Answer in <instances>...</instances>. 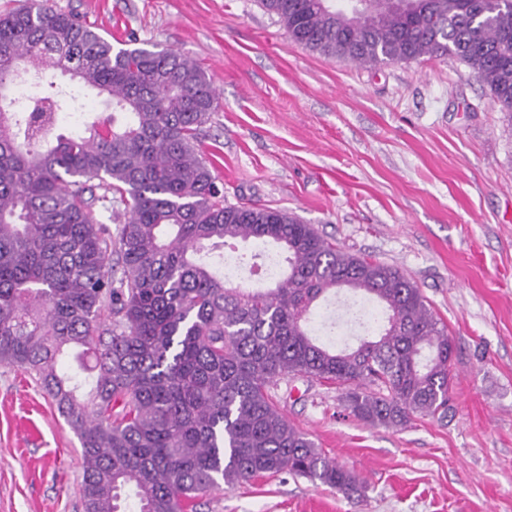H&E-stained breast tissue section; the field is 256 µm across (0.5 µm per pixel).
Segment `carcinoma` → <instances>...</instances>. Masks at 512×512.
Returning a JSON list of instances; mask_svg holds the SVG:
<instances>
[{"label":"carcinoma","mask_w":512,"mask_h":512,"mask_svg":"<svg viewBox=\"0 0 512 512\" xmlns=\"http://www.w3.org/2000/svg\"><path fill=\"white\" fill-rule=\"evenodd\" d=\"M259 2L324 56L452 55L512 118V0H366L362 15L335 0ZM59 73L106 96L112 117L53 135ZM25 81L32 102L7 97ZM218 104L193 59L116 48L52 0L0 16V365L34 374L80 440L83 512H126L125 495L135 512H196L222 484L281 473L361 492L281 414L270 388L284 377L343 387L371 425L448 411L455 345L415 282L285 211L224 203L196 148ZM112 201L127 214L115 233L96 211ZM250 240L286 253L267 288L229 286L215 269L224 245ZM344 288L385 317L336 350L308 322ZM70 354L84 378L59 372Z\"/></svg>","instance_id":"1"}]
</instances>
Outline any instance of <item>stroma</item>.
<instances>
[{
  "label": "stroma",
  "mask_w": 512,
  "mask_h": 512,
  "mask_svg": "<svg viewBox=\"0 0 512 512\" xmlns=\"http://www.w3.org/2000/svg\"><path fill=\"white\" fill-rule=\"evenodd\" d=\"M105 37L196 60L220 106L199 136L225 202L277 208L399 268L455 344L445 419L373 426L338 385L281 380V412L361 478L345 497L286 473L202 497L196 512H512V117L452 56L367 68L292 42L257 0H53ZM74 98L58 132L107 114ZM342 291L322 341L356 346ZM78 437L29 373L0 365V512H82Z\"/></svg>",
  "instance_id": "1"
}]
</instances>
